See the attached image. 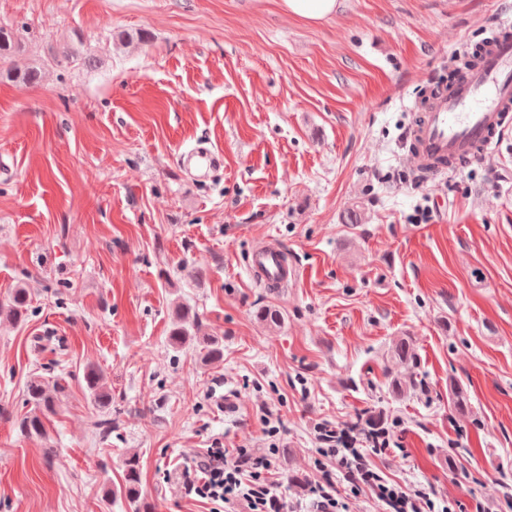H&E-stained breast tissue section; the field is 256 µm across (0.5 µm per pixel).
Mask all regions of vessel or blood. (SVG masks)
Segmentation results:
<instances>
[{
    "mask_svg": "<svg viewBox=\"0 0 512 512\" xmlns=\"http://www.w3.org/2000/svg\"><path fill=\"white\" fill-rule=\"evenodd\" d=\"M512 126V37H488L477 66L459 67L448 86L430 90L416 107L406 140L409 159L428 177L445 173L449 164L471 161ZM181 163L198 179L223 164L221 153L196 147ZM251 278L282 289L297 278L286 250L274 242L256 246L248 256Z\"/></svg>",
    "mask_w": 512,
    "mask_h": 512,
    "instance_id": "1",
    "label": "vessel or blood"
}]
</instances>
